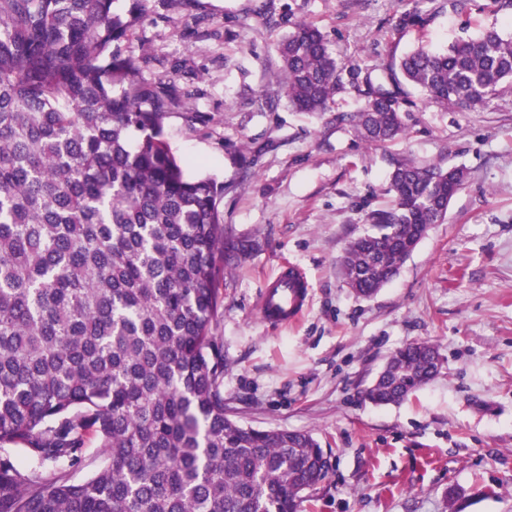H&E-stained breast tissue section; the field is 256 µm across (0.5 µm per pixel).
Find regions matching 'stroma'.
I'll list each match as a JSON object with an SVG mask.
<instances>
[{
  "instance_id": "35a3bbf8",
  "label": "stroma",
  "mask_w": 512,
  "mask_h": 512,
  "mask_svg": "<svg viewBox=\"0 0 512 512\" xmlns=\"http://www.w3.org/2000/svg\"><path fill=\"white\" fill-rule=\"evenodd\" d=\"M132 25L119 52L140 53L145 81L174 78L185 109L164 137L189 174L222 182L225 226L253 251L228 264L214 333L224 345V406L258 429L307 432L329 461L300 512H512V87L485 105L429 101L405 86L408 134L385 145L331 111L268 104L276 43L319 26L338 54L372 77L407 52L442 51L495 28L496 0H114ZM416 23L398 25L403 13ZM466 169L442 223L370 299L347 288L338 260L389 205L393 163ZM305 276L310 300L292 324L264 321L258 302L279 268ZM433 344L439 374L397 405L364 389L407 344Z\"/></svg>"
}]
</instances>
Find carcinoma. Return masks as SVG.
<instances>
[{
  "instance_id": "1",
  "label": "carcinoma",
  "mask_w": 512,
  "mask_h": 512,
  "mask_svg": "<svg viewBox=\"0 0 512 512\" xmlns=\"http://www.w3.org/2000/svg\"><path fill=\"white\" fill-rule=\"evenodd\" d=\"M112 4L0 0V512H298L326 475L317 440L224 412L219 277L252 244L224 228V184L187 176L164 138L174 82L145 84L138 56L112 53L127 29ZM276 52L270 99L327 112L352 88L365 105L349 120L375 144L406 134L402 81L471 107L512 82V39L494 29L411 51L389 86L309 22ZM465 181L396 161L391 204L340 258L349 287L389 283ZM439 364L409 344L366 396L399 403Z\"/></svg>"
}]
</instances>
